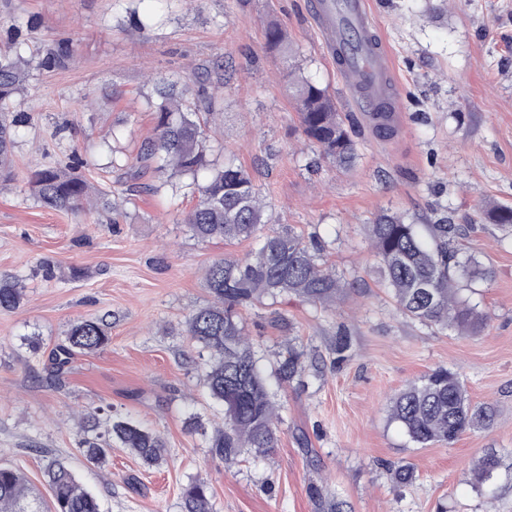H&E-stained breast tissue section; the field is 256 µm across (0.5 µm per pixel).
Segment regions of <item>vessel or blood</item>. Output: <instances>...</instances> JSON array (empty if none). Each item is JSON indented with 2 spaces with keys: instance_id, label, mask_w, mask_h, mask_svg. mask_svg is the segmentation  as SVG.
<instances>
[{
  "instance_id": "vessel-or-blood-1",
  "label": "vessel or blood",
  "mask_w": 512,
  "mask_h": 512,
  "mask_svg": "<svg viewBox=\"0 0 512 512\" xmlns=\"http://www.w3.org/2000/svg\"><path fill=\"white\" fill-rule=\"evenodd\" d=\"M312 20L323 35L324 50L338 60L337 70L349 85L369 83L365 102L382 91L391 79L393 65L383 43L368 44L378 21L369 0H314Z\"/></svg>"
}]
</instances>
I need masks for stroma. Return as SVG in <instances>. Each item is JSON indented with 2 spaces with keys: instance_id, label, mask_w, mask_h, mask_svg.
Instances as JSON below:
<instances>
[{
  "instance_id": "35a3bbf8",
  "label": "stroma",
  "mask_w": 512,
  "mask_h": 512,
  "mask_svg": "<svg viewBox=\"0 0 512 512\" xmlns=\"http://www.w3.org/2000/svg\"><path fill=\"white\" fill-rule=\"evenodd\" d=\"M307 2L0 0V43L66 38L76 56L68 69L32 71L17 105L26 122L13 179L0 187V275L26 287L20 308L0 313V464L43 501L44 470L63 458L103 512H181V487L194 478L210 486L217 512H327L332 498L350 512H512V232L480 210L485 200L512 205V0H370L399 76L403 126L389 134L355 109ZM270 21L286 30L304 75L335 99L356 144L351 168H336L302 135L283 58L265 46ZM219 56L227 67L215 130L225 154L251 175L274 230L321 244L350 285L333 304L290 296L242 310L265 371L293 339L308 354L307 374L277 395V448L230 466L206 447L220 413L203 386L207 354L185 320L210 300L205 268L253 244L197 239L182 222L192 187L135 192L131 170L110 164L112 148L132 156L152 136L153 79L178 74L212 87L207 71ZM47 165H77L94 184L128 190L124 217L40 206L28 179ZM382 213L467 225L457 247L492 271L465 292L489 315L482 335L396 310L366 231ZM101 316L110 343L53 371L70 324ZM340 332L351 338L341 360L332 351ZM438 367L456 373L473 402L494 404L496 418L452 445L420 448L390 420L389 401ZM95 409L160 433L166 463L149 468L116 448L105 466H87L80 415ZM191 412L205 432L185 430ZM488 451L502 467L481 490L471 466ZM403 461L416 478L398 488L389 470Z\"/></svg>"
}]
</instances>
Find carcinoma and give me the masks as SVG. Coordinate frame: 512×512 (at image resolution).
Segmentation results:
<instances>
[{
  "label": "carcinoma",
  "mask_w": 512,
  "mask_h": 512,
  "mask_svg": "<svg viewBox=\"0 0 512 512\" xmlns=\"http://www.w3.org/2000/svg\"><path fill=\"white\" fill-rule=\"evenodd\" d=\"M266 46L286 55V78L302 133L316 144L322 155L338 167L356 159V145L327 88L302 75L288 43L287 33L274 22L265 28ZM73 50L64 40L45 45L27 56V43L13 42L0 49V181L11 177V152L16 129L25 121L14 111L16 97L25 88L31 67L53 71L67 67ZM190 79L161 81L153 137L144 141L135 158L128 160L112 151V167L151 169L159 191L176 180L188 178L197 186L198 201L183 223L201 240L256 239L258 248L242 258L224 257L206 270L204 285L211 302L193 311L185 321L188 336L209 359L203 384L209 397L222 409L223 427L209 438L212 458L233 462L254 452L269 454L278 442V404L264 374L254 343L245 333L241 310L265 299L276 301L296 296L313 304H328L344 292L345 285L324 264L318 252L297 234L265 233L269 223L265 207L251 177L235 160L224 157V145L210 141L202 111L212 114L216 98L205 97V108L189 97ZM29 188L44 208L71 211L84 205L95 210H118L111 193L94 188L77 167L40 168L32 172ZM484 216L491 223L512 229V207L488 203ZM375 250L383 286L396 309L427 326L478 336L488 326V315L471 307L461 296V282L483 280L490 272L472 260L462 261L453 241L464 229L447 217L431 224H416L397 213H383L367 225ZM24 290L11 277H0V311L20 308ZM110 323L104 317L72 323L65 343L51 356L52 368L61 371L76 353H94L110 340ZM303 352L290 346L279 359L275 378L280 387L301 375ZM389 416L408 439L420 447L453 444L467 431L492 425L494 410L473 403L465 385L454 372L437 368L417 382L398 390L390 399ZM84 436L80 447L87 462L101 466L112 446L127 449L143 464L157 467L166 461L167 444L161 435L121 417L105 430L89 412L82 418ZM500 466L493 451L473 463L476 483L490 481ZM397 487L412 483L414 468L401 463L389 472ZM51 490L52 512H101L97 496L84 488L68 465L53 460L46 468ZM183 512H216L210 487L196 479L181 489ZM0 512H43L40 502L29 497L23 476L14 468L0 466Z\"/></svg>",
  "instance_id": "1"
}]
</instances>
